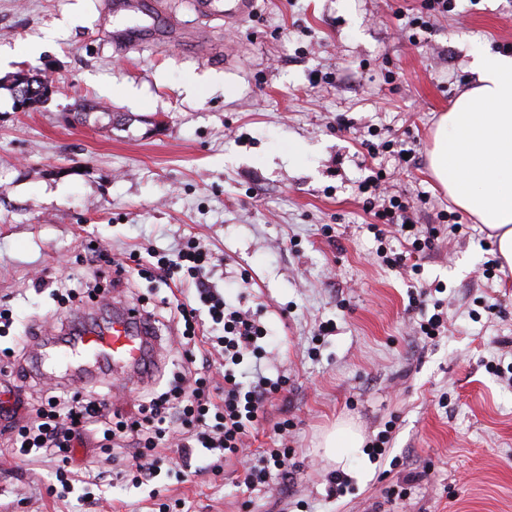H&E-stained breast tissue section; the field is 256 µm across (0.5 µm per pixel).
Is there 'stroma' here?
I'll return each instance as SVG.
<instances>
[{"instance_id": "1", "label": "stroma", "mask_w": 512, "mask_h": 512, "mask_svg": "<svg viewBox=\"0 0 512 512\" xmlns=\"http://www.w3.org/2000/svg\"><path fill=\"white\" fill-rule=\"evenodd\" d=\"M104 2L0 0V307L13 317L0 347L23 337L34 354L30 327L56 336L74 321L61 285L99 288L89 308L100 319L170 294L195 300L179 269L163 282L134 269L116 282L110 263L193 241L213 287L268 330V372L286 383L239 461L204 474L200 453L186 460L166 448L147 487L125 479L129 455L109 461L91 444L73 451L78 481L61 483L51 459L17 461L0 434V512L182 502L191 512H512V380L490 371L512 363V270L487 276L498 253L475 218L463 216L458 233L438 223L456 205L428 160L439 115L477 80L473 51L512 50V0H456L413 39L396 14L420 11L421 0H256L234 24L198 18L193 0H167L179 29L126 56L113 29L148 18L101 22ZM27 73L52 79L53 92L21 112L14 81ZM85 100L97 105L89 121L67 124ZM374 136L415 151L411 166L386 157L387 194L431 197L413 218L435 245L411 255L389 233L384 244L408 255L396 268L377 256L357 194L369 174L361 143ZM294 143L301 159L288 156ZM96 247L108 256L95 268ZM412 291L427 292L429 306L409 309ZM437 311L445 329L430 339L420 323ZM327 321L332 332L320 333ZM156 332L148 374L108 369L85 384L110 392L123 418L181 369L175 328L163 321ZM15 385L35 409L58 382L12 365L0 373V401ZM340 423L364 439L342 467L320 447ZM383 431L390 441L377 461L371 444ZM264 448L289 449L291 477L246 496L236 478ZM412 470L421 480L404 484ZM338 473L348 483L333 497Z\"/></svg>"}]
</instances>
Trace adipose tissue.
Returning <instances> with one entry per match:
<instances>
[{"mask_svg": "<svg viewBox=\"0 0 512 512\" xmlns=\"http://www.w3.org/2000/svg\"><path fill=\"white\" fill-rule=\"evenodd\" d=\"M473 68L478 83L440 117L429 164L455 203L493 231L512 267V55H483Z\"/></svg>", "mask_w": 512, "mask_h": 512, "instance_id": "obj_1", "label": "adipose tissue"}]
</instances>
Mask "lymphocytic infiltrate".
<instances>
[{
  "instance_id": "lymphocytic-infiltrate-1",
  "label": "lymphocytic infiltrate",
  "mask_w": 512,
  "mask_h": 512,
  "mask_svg": "<svg viewBox=\"0 0 512 512\" xmlns=\"http://www.w3.org/2000/svg\"><path fill=\"white\" fill-rule=\"evenodd\" d=\"M382 178L379 172L362 180L363 206L377 225L376 237H384L388 224H407L412 220V200L400 195L379 199ZM186 269L196 287L198 305L176 304L170 310L174 320L184 323L183 338L194 341L202 315L222 330L216 342L224 357V384L208 388L196 366L195 350L184 354L183 374L165 391L151 392L145 399L140 419L116 422L109 401L102 396L64 390L47 396L35 415L20 421L17 405L0 406V417L15 435L17 444L28 446L30 453L53 459L60 475H67L71 453L88 438H95L104 452L131 454L136 473L133 486H141L156 475L153 462L157 448L174 442L182 457H190L202 448L217 454L219 462L236 459L243 451V439L257 420L264 402L281 389L280 380L267 376L264 326L228 304L212 288L207 270V255L194 245L179 248L174 257L159 258V272L171 268ZM245 366L246 381H239L238 366Z\"/></svg>"
}]
</instances>
